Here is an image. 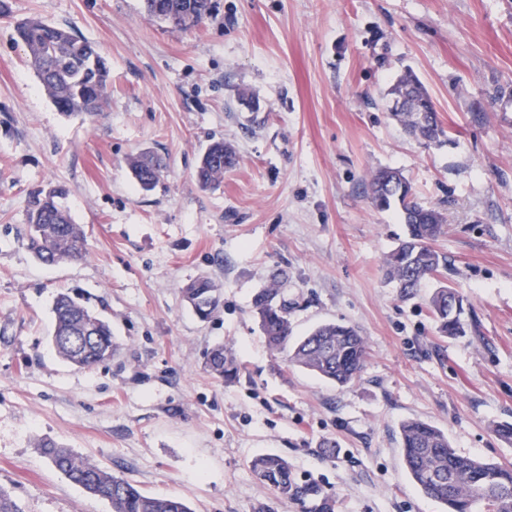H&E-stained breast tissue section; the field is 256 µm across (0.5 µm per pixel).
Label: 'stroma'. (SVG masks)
<instances>
[{"mask_svg":"<svg viewBox=\"0 0 512 512\" xmlns=\"http://www.w3.org/2000/svg\"><path fill=\"white\" fill-rule=\"evenodd\" d=\"M0 15V486L23 512H112L37 448L47 438L193 512H305L254 479L273 453L336 512H445L412 483L398 427L421 419L459 453L512 464L491 422H512V0H211L178 29L143 0H8ZM32 16L94 43L112 69L111 106L63 115L15 25ZM412 69L449 140L426 145L388 109ZM238 163L201 189L215 140ZM162 158L153 190L130 156ZM400 170L418 202L448 215L436 247L470 313L438 336L425 295L404 301L384 258L406 235L364 178ZM64 188L84 260L43 265L28 247L31 195ZM283 274L294 336L337 322L368 344L344 387L266 345L254 294ZM224 284L200 319L181 289ZM79 295L120 351L81 369L52 349L55 295ZM241 370L204 368L216 344ZM335 441L333 449L321 446Z\"/></svg>","mask_w":512,"mask_h":512,"instance_id":"obj_1","label":"stroma"}]
</instances>
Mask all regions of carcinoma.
Returning a JSON list of instances; mask_svg holds the SVG:
<instances>
[{"label":"carcinoma","mask_w":512,"mask_h":512,"mask_svg":"<svg viewBox=\"0 0 512 512\" xmlns=\"http://www.w3.org/2000/svg\"><path fill=\"white\" fill-rule=\"evenodd\" d=\"M143 2L148 16L178 28L185 27L184 12L196 14L198 23L208 14L210 4V0H171L170 14L163 15L155 11L154 0ZM15 31L41 87L60 112L95 114L109 105L110 66L91 43L40 18L20 22ZM388 95L393 98L391 116L417 140L437 144L447 137L427 90L412 70L397 76ZM237 161L231 144L214 141L200 159L197 181L203 187L219 184L224 172L234 168ZM129 167L146 190L153 189L163 173L162 161L148 153L131 156ZM365 183L372 203L382 210L397 207L407 229L405 239L384 260L388 281L399 288L403 300L415 298L425 283L436 281L438 287L427 304L439 335L453 338L465 334L468 324L463 318V297L449 282L448 257L435 248L437 239L448 229L447 214L422 206L410 182L397 169L372 171ZM64 195L57 187L39 190L26 211L29 248L46 265L78 261L86 254V233L61 205ZM181 294L200 317L207 319L222 303L223 284L203 276L188 283ZM290 308L283 284L277 280L256 294L254 310L267 345L287 353L289 364L338 386L356 381L367 359V341L360 331L329 322L294 340ZM53 314L51 341L60 357L87 369L112 359L118 346L112 339L109 320L68 292L58 293ZM205 369L217 379L231 380L239 374L235 355L222 344L208 352ZM400 440L404 465L414 484L447 512H484L490 503L497 504L496 512H512V465L458 453L441 429L421 419L402 422ZM37 448L71 483L110 503L112 512H192L184 499L148 494L127 478L78 457L54 441L42 440ZM249 468L256 481L277 498L299 501L307 512H334L333 499L313 485L297 482L284 457L261 454L250 460Z\"/></svg>","instance_id":"cac0c4a2"}]
</instances>
